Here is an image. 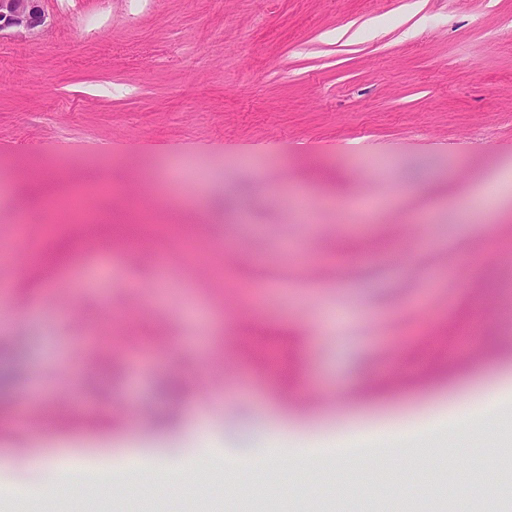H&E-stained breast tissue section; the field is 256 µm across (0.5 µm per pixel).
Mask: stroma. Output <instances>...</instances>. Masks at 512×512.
I'll use <instances>...</instances> for the list:
<instances>
[{"instance_id": "obj_1", "label": "stroma", "mask_w": 512, "mask_h": 512, "mask_svg": "<svg viewBox=\"0 0 512 512\" xmlns=\"http://www.w3.org/2000/svg\"><path fill=\"white\" fill-rule=\"evenodd\" d=\"M40 33H0V238L14 222L44 235L20 182L27 170L105 177L121 191L139 167L200 237L241 242L233 270L200 271L169 248L106 262L80 255L65 288L22 266L0 367L15 384L0 407V456L74 450L93 468L149 448L158 463L197 460L163 493L123 484L104 501L71 481L37 491L33 469L7 477L34 490L33 512H349L347 486L369 512H452L429 491L457 490L487 471L512 482V410L501 446L481 425L436 434L410 468L392 423H419L496 405L512 378V0H43ZM392 241L405 263L336 272L337 246ZM295 243L312 267L289 265ZM252 280H275L260 294ZM296 337L292 401L276 375L237 348L240 320ZM119 353L116 373H92ZM65 406L79 426L45 431ZM284 424L346 439L383 436L384 464L331 458L290 494L297 471L282 454L277 484L257 493L250 460ZM239 454L232 476L196 450Z\"/></svg>"}]
</instances>
